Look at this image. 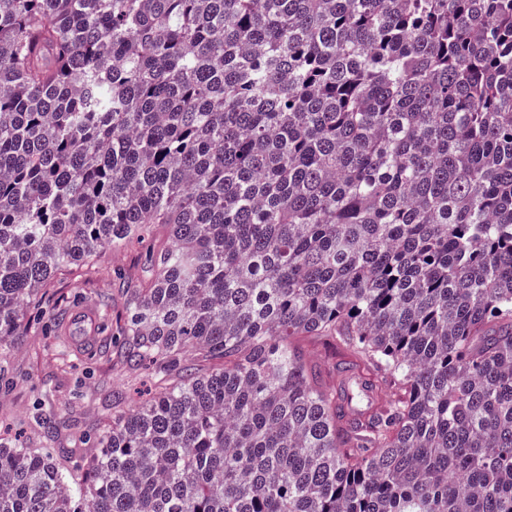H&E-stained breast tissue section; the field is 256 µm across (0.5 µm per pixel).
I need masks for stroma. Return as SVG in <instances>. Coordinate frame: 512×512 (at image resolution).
<instances>
[{
  "label": "stroma",
  "instance_id": "stroma-1",
  "mask_svg": "<svg viewBox=\"0 0 512 512\" xmlns=\"http://www.w3.org/2000/svg\"><path fill=\"white\" fill-rule=\"evenodd\" d=\"M147 258L145 245L130 243L121 251L104 254L87 273L61 276L53 293L67 297L71 308L95 306L99 321H109L121 307L117 272L139 276ZM0 373L6 378L5 383H0V435L25 446L39 441L30 426L34 411L66 413L78 432L103 426L111 419V390H119L125 406L130 408L154 389L148 368L128 367L112 352L74 351L68 362H60L50 340L34 328L17 345L6 349ZM77 432L63 438L64 447H79Z\"/></svg>",
  "mask_w": 512,
  "mask_h": 512
}]
</instances>
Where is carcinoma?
<instances>
[{
	"label": "carcinoma",
	"instance_id": "carcinoma-1",
	"mask_svg": "<svg viewBox=\"0 0 512 512\" xmlns=\"http://www.w3.org/2000/svg\"><path fill=\"white\" fill-rule=\"evenodd\" d=\"M149 231L0 512H512V0H0V347ZM304 346L309 359L321 367L325 381L329 383L336 381V373L332 371L331 365L327 362L322 344L316 338L308 337L304 341Z\"/></svg>",
	"mask_w": 512,
	"mask_h": 512
}]
</instances>
